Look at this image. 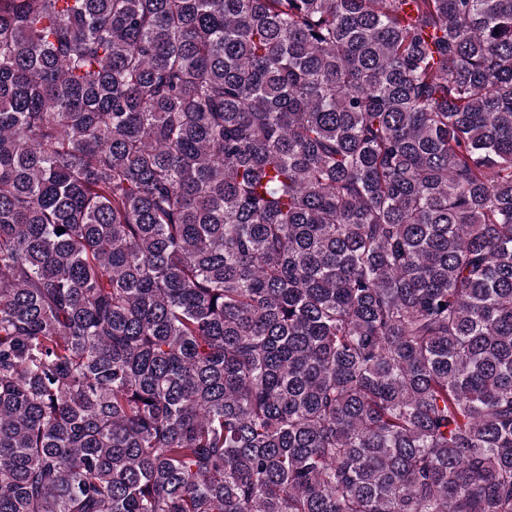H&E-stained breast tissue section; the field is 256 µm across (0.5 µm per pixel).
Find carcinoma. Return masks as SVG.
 Masks as SVG:
<instances>
[{
    "mask_svg": "<svg viewBox=\"0 0 512 512\" xmlns=\"http://www.w3.org/2000/svg\"><path fill=\"white\" fill-rule=\"evenodd\" d=\"M0 512H512V0H0Z\"/></svg>",
    "mask_w": 512,
    "mask_h": 512,
    "instance_id": "obj_1",
    "label": "carcinoma"
}]
</instances>
